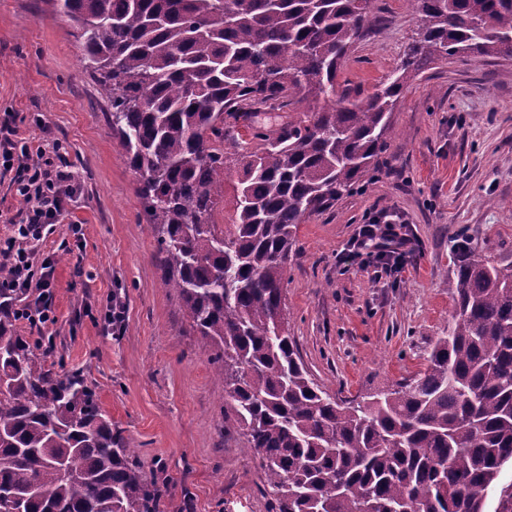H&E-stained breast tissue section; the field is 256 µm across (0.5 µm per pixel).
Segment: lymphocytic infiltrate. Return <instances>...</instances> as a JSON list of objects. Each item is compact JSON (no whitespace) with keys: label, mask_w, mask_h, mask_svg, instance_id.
Wrapping results in <instances>:
<instances>
[{"label":"lymphocytic infiltrate","mask_w":512,"mask_h":512,"mask_svg":"<svg viewBox=\"0 0 512 512\" xmlns=\"http://www.w3.org/2000/svg\"><path fill=\"white\" fill-rule=\"evenodd\" d=\"M0 168L19 170L16 193L26 206L19 228L20 242L0 252L10 270L9 277L0 280V299L18 289L38 288L33 306L16 310L15 316L27 320L31 326H43L51 320L48 299L55 260L49 255L37 257L34 244L42 240L48 225L60 223L64 218L67 205L80 186L42 147L8 144L0 149ZM414 251L413 238L398 224L396 215L387 212L362 225L350 249L354 256L364 258L366 265L392 275L402 271Z\"/></svg>","instance_id":"1"}]
</instances>
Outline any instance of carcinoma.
Instances as JSON below:
<instances>
[{
    "label": "carcinoma",
    "instance_id": "carcinoma-1",
    "mask_svg": "<svg viewBox=\"0 0 512 512\" xmlns=\"http://www.w3.org/2000/svg\"><path fill=\"white\" fill-rule=\"evenodd\" d=\"M49 2L111 102L165 285L216 348L224 430L259 457L270 512H485L512 462V264L459 267L425 371L361 401L311 378L283 288L299 224L377 170L411 75L447 57L512 58V0H417L419 39L366 95L339 76L379 21L374 0ZM15 321L0 305V512H159L95 391L48 369ZM235 183V177H230L226 180L224 184V194L220 198L213 213V221L219 224L221 229H224V224H229V217L235 207Z\"/></svg>",
    "mask_w": 512,
    "mask_h": 512
}]
</instances>
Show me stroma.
Masks as SVG:
<instances>
[{
  "label": "stroma",
  "mask_w": 512,
  "mask_h": 512,
  "mask_svg": "<svg viewBox=\"0 0 512 512\" xmlns=\"http://www.w3.org/2000/svg\"><path fill=\"white\" fill-rule=\"evenodd\" d=\"M383 23L358 42L341 85L371 93L400 64L420 16L376 0ZM109 100L68 18L45 0H0V142L54 144L81 191L39 246L58 261L52 323H16L53 370L77 371L161 489L159 512H268L259 459L224 429L214 351L165 287L156 226L112 136ZM379 169L297 231L284 303L313 379L362 399L422 373L454 309L448 280L476 257L512 263V60L447 58L411 78L390 116ZM397 213L418 249L373 280L345 249L361 225ZM466 235V251L451 247ZM124 307L112 325L114 302Z\"/></svg>",
  "instance_id": "stroma-1"
}]
</instances>
